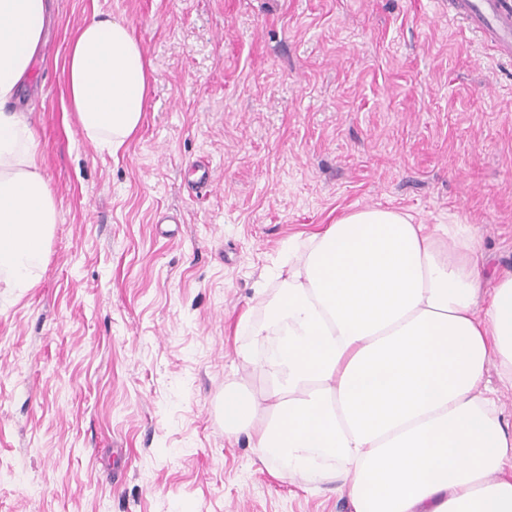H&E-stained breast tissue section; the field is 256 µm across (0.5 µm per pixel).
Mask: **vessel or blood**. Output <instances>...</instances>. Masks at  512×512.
Instances as JSON below:
<instances>
[{"label":"vessel or blood","mask_w":512,"mask_h":512,"mask_svg":"<svg viewBox=\"0 0 512 512\" xmlns=\"http://www.w3.org/2000/svg\"><path fill=\"white\" fill-rule=\"evenodd\" d=\"M448 5L500 55L512 59V6L507 0H448Z\"/></svg>","instance_id":"b4317fda"}]
</instances>
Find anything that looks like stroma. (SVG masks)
<instances>
[{
    "mask_svg": "<svg viewBox=\"0 0 512 512\" xmlns=\"http://www.w3.org/2000/svg\"><path fill=\"white\" fill-rule=\"evenodd\" d=\"M96 11L154 70L115 153L67 105ZM16 108L58 222L35 287L0 288V512H349L225 434L220 397L264 384L249 326L289 238L348 211L475 225L512 275V60L448 0H47Z\"/></svg>",
    "mask_w": 512,
    "mask_h": 512,
    "instance_id": "obj_1",
    "label": "stroma"
}]
</instances>
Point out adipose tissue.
Listing matches in <instances>:
<instances>
[{
    "mask_svg": "<svg viewBox=\"0 0 512 512\" xmlns=\"http://www.w3.org/2000/svg\"><path fill=\"white\" fill-rule=\"evenodd\" d=\"M45 0H0V288H32L58 211L24 113L7 106L43 35ZM69 104L93 145L140 127L151 70L102 13L67 59ZM469 224L350 211L288 242L255 336L274 332L265 384L225 387V433L276 455L280 480L335 485L349 512H512V275L487 282Z\"/></svg>",
    "mask_w": 512,
    "mask_h": 512,
    "instance_id": "adipose-tissue-1",
    "label": "adipose tissue"
}]
</instances>
